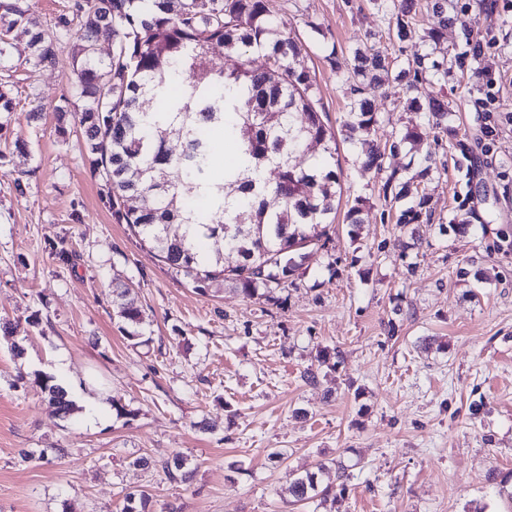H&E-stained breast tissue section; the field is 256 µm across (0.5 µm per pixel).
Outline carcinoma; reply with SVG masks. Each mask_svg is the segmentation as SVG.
Listing matches in <instances>:
<instances>
[{"mask_svg": "<svg viewBox=\"0 0 512 512\" xmlns=\"http://www.w3.org/2000/svg\"><path fill=\"white\" fill-rule=\"evenodd\" d=\"M389 16L388 39L395 50H356L353 64L336 72L349 83L352 99L345 138L366 168L381 169L382 151L369 139L377 123L371 102L360 97L381 75L415 88L426 73L448 76V0H433L440 27L428 32L430 52L406 53L412 34L413 0H371ZM32 0H0V71L11 70L18 31L28 37L25 60L32 70L52 67L61 45L71 44L74 97L54 106L58 133L78 128L94 175L103 182L102 200L118 224L142 236L171 269L191 278L205 295L226 282L253 298L286 283L308 257L329 241L336 219L337 175L330 168L336 133L304 63L302 48L269 0H68L47 28L31 19ZM112 37V52L96 50L101 34ZM263 58L256 64L253 55ZM234 56L232 69L207 62ZM12 85L0 83V115L15 111ZM410 111L426 112L432 125L448 132V101L407 99ZM221 128L243 161L210 178L211 132ZM415 128L397 134L391 148L415 146ZM180 143L174 154L169 143ZM324 144L325 156L310 162L307 143ZM434 167L425 158L416 178L397 185L390 214L400 229L428 224L431 215L420 184ZM278 205L271 207L267 198ZM113 305L133 346L147 343L139 329L141 310L129 289L116 291ZM33 383L56 416L68 417L73 401L56 377L37 373ZM170 479L189 482L194 474L181 456L161 461ZM295 480L297 502L337 498L350 473L337 465L336 485L319 487L318 473ZM149 494L128 493L122 512H148Z\"/></svg>", "mask_w": 512, "mask_h": 512, "instance_id": "cac0c4a2", "label": "carcinoma"}]
</instances>
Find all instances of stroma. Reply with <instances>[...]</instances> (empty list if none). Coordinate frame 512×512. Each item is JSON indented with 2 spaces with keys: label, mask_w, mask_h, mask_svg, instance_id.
Returning <instances> with one entry per match:
<instances>
[{
  "label": "stroma",
  "mask_w": 512,
  "mask_h": 512,
  "mask_svg": "<svg viewBox=\"0 0 512 512\" xmlns=\"http://www.w3.org/2000/svg\"><path fill=\"white\" fill-rule=\"evenodd\" d=\"M271 3L340 129L350 97L334 65L386 46L387 19L369 0ZM448 17V52L469 60L410 92L386 81L374 99L379 142L408 127L423 140L386 152L378 173L359 171L354 146L338 141L332 242L294 285L251 299L228 284L197 293L113 221L82 133L57 132L68 47L55 67L0 71L17 90L0 137V318L15 326L0 333V512H121L124 494L140 491L153 512H512L492 480L512 473V0H449ZM409 95L447 98L454 136L404 109ZM428 154L442 168L412 248L383 186ZM357 196L366 203L354 226ZM460 220L466 232L439 233ZM62 246L73 260L59 259ZM118 286L138 302L146 345L124 336ZM325 348L339 350L335 368L319 364ZM38 372L66 382L68 420L33 387ZM116 398L132 417H116ZM177 453L191 482L132 465ZM334 460L350 467L347 492L293 504L294 479L324 463L321 482H335Z\"/></svg>",
  "instance_id": "obj_1"
}]
</instances>
